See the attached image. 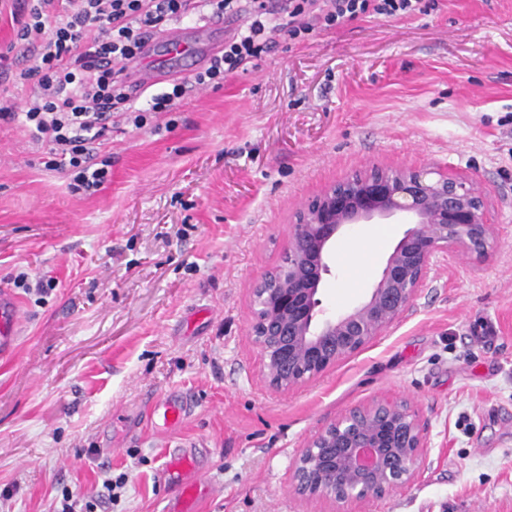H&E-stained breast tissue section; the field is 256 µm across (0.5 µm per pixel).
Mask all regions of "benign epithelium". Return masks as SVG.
Masks as SVG:
<instances>
[{
	"label": "benign epithelium",
	"instance_id": "1",
	"mask_svg": "<svg viewBox=\"0 0 512 512\" xmlns=\"http://www.w3.org/2000/svg\"><path fill=\"white\" fill-rule=\"evenodd\" d=\"M395 216L409 228L367 297L318 318L336 236L355 224ZM496 245L485 193L468 174L446 167H373L329 185L296 213L287 259L251 283V333L268 383L287 391L386 332L411 307L437 254L485 257ZM426 448L425 429L407 401L374 399L307 442L293 462L291 487L303 498L337 503L386 493L416 477Z\"/></svg>",
	"mask_w": 512,
	"mask_h": 512
}]
</instances>
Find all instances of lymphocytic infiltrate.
I'll return each instance as SVG.
<instances>
[{"label":"lymphocytic infiltrate","instance_id":"lymphocytic-infiltrate-1","mask_svg":"<svg viewBox=\"0 0 512 512\" xmlns=\"http://www.w3.org/2000/svg\"><path fill=\"white\" fill-rule=\"evenodd\" d=\"M239 0H13L22 16L17 32L32 65L0 64V119L16 114L10 89L37 83L25 103V126L50 155L75 169L72 192L93 193L108 180L111 159L102 150L116 124L142 128L148 116L172 111L189 85L223 88L227 79L271 52L277 36L303 42L318 27L373 15L394 16L435 9V0H249L247 25L224 40L192 79L174 80L152 96L148 111L134 108L129 67L144 53L146 38L173 19L202 10L223 17ZM125 477L105 478L95 498L62 489L51 512H96L112 503Z\"/></svg>","mask_w":512,"mask_h":512}]
</instances>
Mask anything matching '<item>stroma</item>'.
I'll return each instance as SVG.
<instances>
[{
    "instance_id": "1",
    "label": "stroma",
    "mask_w": 512,
    "mask_h": 512,
    "mask_svg": "<svg viewBox=\"0 0 512 512\" xmlns=\"http://www.w3.org/2000/svg\"><path fill=\"white\" fill-rule=\"evenodd\" d=\"M163 119L113 129L112 175L87 196L20 121H0V286L23 312L0 359V491H13L0 512H49L108 472L127 483L101 512H166L158 473L175 448L195 455L197 512H512V0H438L280 43ZM376 165L473 176L496 249L437 255L387 332L276 391L251 283L309 198ZM405 230L393 218L338 236L323 308L362 301ZM481 322L486 343L470 334ZM170 394L188 416L154 426L148 409ZM376 398L420 415L415 480L340 504L291 493L307 441Z\"/></svg>"
}]
</instances>
